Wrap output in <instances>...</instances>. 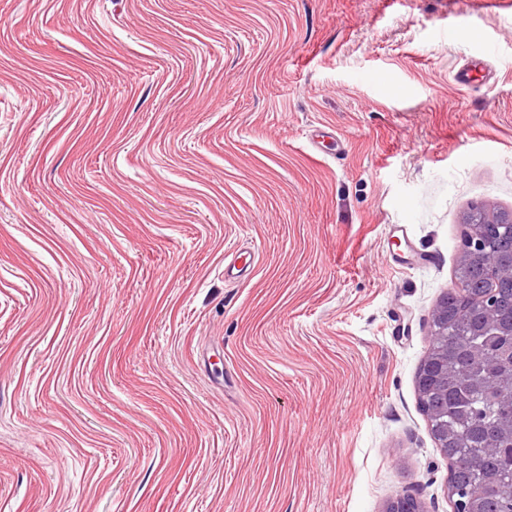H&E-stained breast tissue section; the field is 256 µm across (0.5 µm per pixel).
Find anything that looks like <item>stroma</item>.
Returning a JSON list of instances; mask_svg holds the SVG:
<instances>
[{
    "label": "stroma",
    "mask_w": 512,
    "mask_h": 512,
    "mask_svg": "<svg viewBox=\"0 0 512 512\" xmlns=\"http://www.w3.org/2000/svg\"><path fill=\"white\" fill-rule=\"evenodd\" d=\"M480 2L0 0V512H452L415 378L512 211ZM476 211H469L465 217L464 224H467V230L463 239V253L466 256H480L488 261L490 267L496 268L500 264L495 256L488 234V228L499 224H512V213L509 212L505 218L501 212H492L479 207V214ZM471 220L469 216L473 215Z\"/></svg>",
    "instance_id": "obj_1"
}]
</instances>
